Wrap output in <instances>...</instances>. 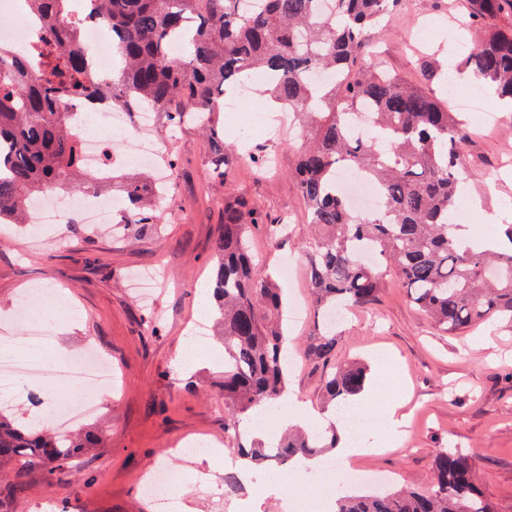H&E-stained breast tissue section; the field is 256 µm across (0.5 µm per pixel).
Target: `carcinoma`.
<instances>
[{"mask_svg": "<svg viewBox=\"0 0 512 512\" xmlns=\"http://www.w3.org/2000/svg\"><path fill=\"white\" fill-rule=\"evenodd\" d=\"M251 13L242 0H27L42 20L45 39L20 52L0 41V223L33 224L34 204L78 186L98 193L110 177L84 168L82 137L62 111L66 101L92 99L129 113L161 112L168 124L190 121L210 143L212 175L224 178L235 157L224 144L227 88L256 71L272 76L269 99L293 113L302 130L295 174L307 206L311 237L306 277L317 312L306 359L331 367L323 390L337 406L349 404L368 381L365 364L336 360L335 323L342 305L378 301L384 272L364 260L372 246L411 301L445 334L487 322L512 323V224L510 247L495 249L477 235L465 239L451 223L462 191L466 121L445 97L426 92L364 61L370 28L403 7V0H258ZM112 32V49L124 67L101 81L90 69L84 36L86 5ZM463 29L486 25L512 0H468ZM188 34L181 54L169 52L174 35ZM460 70L512 104V29H488ZM350 79L318 80L313 72ZM367 112L378 140L353 136L349 116ZM342 168H353L378 192L375 210L358 212L336 189ZM132 202L125 224L156 225L152 187L144 174L121 177ZM262 223L244 200L224 204V224L214 243L212 273L217 324L224 343L225 430L238 437L253 414L279 406L291 367L286 359L288 305L281 289L259 275L248 247V228ZM105 447L97 430L59 435L0 407V496L25 489L19 465L33 459L58 482L77 458ZM336 447V429L325 435L288 431L279 442L238 444L255 468L321 456ZM433 486L392 492H336L337 512H499L480 490L473 463L448 448L432 461Z\"/></svg>", "mask_w": 512, "mask_h": 512, "instance_id": "carcinoma-1", "label": "carcinoma"}]
</instances>
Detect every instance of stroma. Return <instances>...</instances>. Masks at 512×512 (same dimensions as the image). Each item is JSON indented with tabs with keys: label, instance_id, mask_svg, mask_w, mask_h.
Here are the masks:
<instances>
[{
	"label": "stroma",
	"instance_id": "stroma-1",
	"mask_svg": "<svg viewBox=\"0 0 512 512\" xmlns=\"http://www.w3.org/2000/svg\"><path fill=\"white\" fill-rule=\"evenodd\" d=\"M465 0H416L413 12L386 17L366 45L367 58L427 91H438L416 66L428 56L442 71L454 72L459 42L477 40L480 30L450 31L448 19L461 16ZM426 42H412L418 26ZM256 83L238 112L224 116V139L247 153L218 180L211 175L206 139L191 125L168 126L156 116L153 135L160 155L170 156L167 195L159 200L158 231L88 230L76 236L70 224L83 216L64 211L59 223L22 233L0 224V338H18L9 309L34 287L47 286L71 308L55 319L41 355L60 357L94 344L112 362L116 375L93 423L106 447L81 458L75 475L48 486L41 463L27 467L28 488L0 502V512H36L38 502L56 499L67 512H153L141 474L151 464L174 466L173 442L181 437L222 439L226 413L220 384L221 347L213 334L198 337L196 368H177L193 322L210 323L201 311V292L213 266V246L224 222L225 202L244 199L264 222L250 232L260 274L276 277L288 301L302 308L288 317V349L293 356L288 390L317 411L325 410L321 386L325 370L306 360L314 310L307 285L303 248L310 229L303 197L292 177L300 143L297 130L282 127ZM504 118L498 128L469 131L467 162L461 172L466 200L475 204L469 221L487 227L488 238L503 237L512 224V109L495 104ZM257 154L273 155L277 167L254 164ZM287 224V233L276 232ZM154 274L150 300L134 288L139 275ZM336 357L374 364L377 349L396 360V386L411 396L409 417L398 447L358 458V465L384 476L386 486L424 489L433 483L432 459L451 448L478 467L480 487L500 512H512V325L495 321L460 335L438 332L410 302L399 279L387 276L380 303L347 313L336 327ZM197 467L213 477L209 489L190 486L181 502L194 512H292V488L273 469L241 471L231 444L220 457Z\"/></svg>",
	"mask_w": 512,
	"mask_h": 512
}]
</instances>
